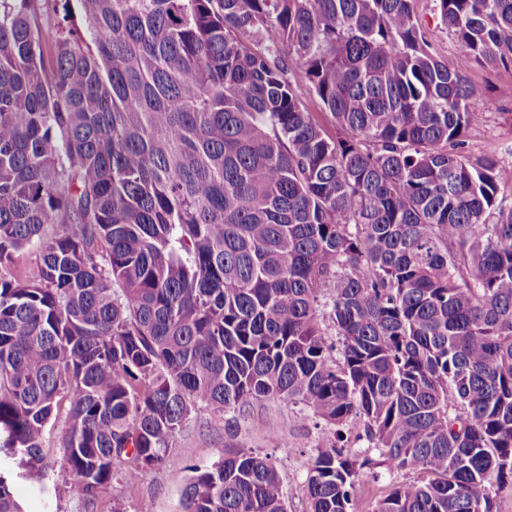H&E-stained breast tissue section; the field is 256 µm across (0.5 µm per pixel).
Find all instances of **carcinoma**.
<instances>
[{
  "instance_id": "carcinoma-1",
  "label": "carcinoma",
  "mask_w": 512,
  "mask_h": 512,
  "mask_svg": "<svg viewBox=\"0 0 512 512\" xmlns=\"http://www.w3.org/2000/svg\"><path fill=\"white\" fill-rule=\"evenodd\" d=\"M415 2L0 0V448L37 495L62 406L94 500L168 463L193 407L283 398L361 421L378 463L425 475L374 512H493L512 207L495 156L462 152L493 103ZM433 2L460 55L512 65V0ZM378 463L326 439L310 512H353ZM183 500L288 512L253 451L195 469ZM0 512H23L1 475Z\"/></svg>"
}]
</instances>
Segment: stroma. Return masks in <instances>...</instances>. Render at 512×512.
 Masks as SVG:
<instances>
[{
  "label": "stroma",
  "instance_id": "obj_1",
  "mask_svg": "<svg viewBox=\"0 0 512 512\" xmlns=\"http://www.w3.org/2000/svg\"><path fill=\"white\" fill-rule=\"evenodd\" d=\"M416 12L423 30L431 32L437 55L450 68L466 73L494 102L481 126L469 130L466 155H494L499 163L504 200L512 205V67L496 72L483 70L460 56L447 32L438 29L433 0H417ZM67 429L65 412H58L46 433L39 466L51 488L52 512H137L141 502H151L153 512H183L182 494L193 468H206L224 454L255 450L276 464L288 498V512H308L303 486L317 448L329 431L318 418H305L301 405L271 399L255 403L243 412H219L206 406L192 411L187 424L174 437L166 467L143 474L131 488L111 485L97 499L79 493L65 470L62 437ZM378 480L360 477L355 485L356 512H372L377 500L393 484L419 479L412 471H387L378 466Z\"/></svg>",
  "mask_w": 512,
  "mask_h": 512
}]
</instances>
